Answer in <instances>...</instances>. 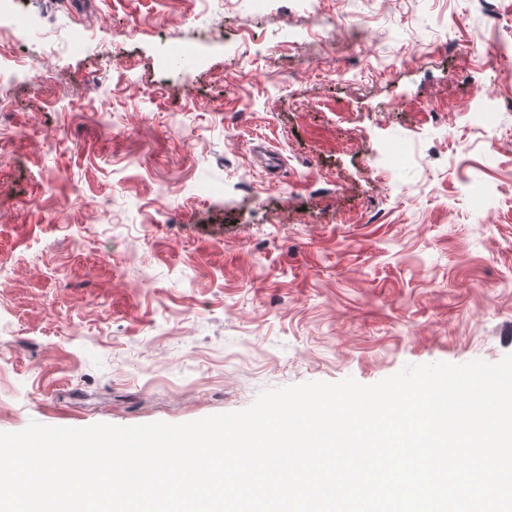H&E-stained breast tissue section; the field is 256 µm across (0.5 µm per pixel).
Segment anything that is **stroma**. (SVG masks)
Wrapping results in <instances>:
<instances>
[{
    "label": "stroma",
    "instance_id": "1",
    "mask_svg": "<svg viewBox=\"0 0 512 512\" xmlns=\"http://www.w3.org/2000/svg\"><path fill=\"white\" fill-rule=\"evenodd\" d=\"M17 8L0 431L181 424L512 352V55L468 50L512 44V0Z\"/></svg>",
    "mask_w": 512,
    "mask_h": 512
}]
</instances>
